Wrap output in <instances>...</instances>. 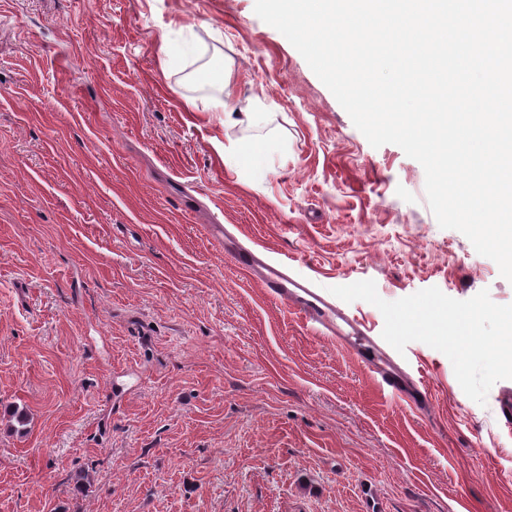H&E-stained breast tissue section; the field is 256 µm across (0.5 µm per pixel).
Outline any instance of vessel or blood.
<instances>
[{"label": "vessel or blood", "mask_w": 512, "mask_h": 512, "mask_svg": "<svg viewBox=\"0 0 512 512\" xmlns=\"http://www.w3.org/2000/svg\"><path fill=\"white\" fill-rule=\"evenodd\" d=\"M236 260L251 278L266 288L271 297L296 311L306 323L335 334L342 342L347 337H354L357 357L365 363L384 389L406 395L413 400L426 394L425 383L406 380L398 362L377 345L369 328L356 318L341 312L321 290L289 277L278 266L268 263L262 251L238 248Z\"/></svg>", "instance_id": "b4317fda"}]
</instances>
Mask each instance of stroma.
<instances>
[{"label":"stroma","instance_id":"1","mask_svg":"<svg viewBox=\"0 0 512 512\" xmlns=\"http://www.w3.org/2000/svg\"><path fill=\"white\" fill-rule=\"evenodd\" d=\"M254 6L0 0V415L29 418L0 512H512V380L477 404L412 342L413 411L209 234L323 290L512 304Z\"/></svg>","mask_w":512,"mask_h":512}]
</instances>
